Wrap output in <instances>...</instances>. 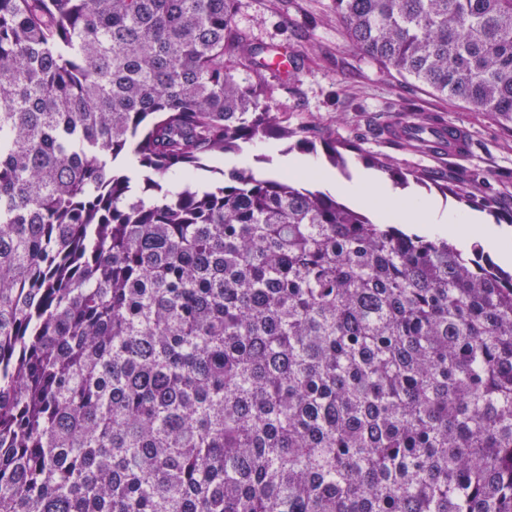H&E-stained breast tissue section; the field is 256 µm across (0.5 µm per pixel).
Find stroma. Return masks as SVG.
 I'll list each match as a JSON object with an SVG mask.
<instances>
[{
	"label": "stroma",
	"mask_w": 512,
	"mask_h": 512,
	"mask_svg": "<svg viewBox=\"0 0 512 512\" xmlns=\"http://www.w3.org/2000/svg\"><path fill=\"white\" fill-rule=\"evenodd\" d=\"M329 5L330 0H239L237 25L261 46L285 45L291 52L293 79L272 71L261 76L274 104L287 113L289 127L318 118L324 131L354 145L347 155L350 168L360 167L365 153L392 158L437 180L430 188H399L400 197L424 194L478 212L490 224L512 223V118L470 111L419 82L384 75L378 64L354 52ZM399 112H421L467 127L469 155L440 162L386 142L382 131ZM444 181L452 183L451 191L439 190ZM489 198L495 207H486Z\"/></svg>",
	"instance_id": "1"
}]
</instances>
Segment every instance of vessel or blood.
Returning a JSON list of instances; mask_svg holds the SVG:
<instances>
[{"instance_id": "1", "label": "vessel or blood", "mask_w": 512, "mask_h": 512, "mask_svg": "<svg viewBox=\"0 0 512 512\" xmlns=\"http://www.w3.org/2000/svg\"><path fill=\"white\" fill-rule=\"evenodd\" d=\"M389 137L393 141L424 150L437 159L464 156L471 143L470 132L465 127L441 119L421 125L405 114L394 118Z\"/></svg>"}]
</instances>
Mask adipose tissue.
<instances>
[{
	"label": "adipose tissue",
	"instance_id": "1",
	"mask_svg": "<svg viewBox=\"0 0 512 512\" xmlns=\"http://www.w3.org/2000/svg\"><path fill=\"white\" fill-rule=\"evenodd\" d=\"M284 165L289 172L296 174L319 173L323 182L351 205L368 204L374 197L383 200L385 206L377 212L379 219H390L396 213L401 223L423 225L425 232L433 237L461 243L472 237L478 238L502 264L512 265V233L484 223L479 213L453 206L445 207L437 200L421 195L411 197L407 203H400L392 185L366 169L356 170L347 179L338 176L333 170L323 168L316 158L308 155L288 156Z\"/></svg>",
	"mask_w": 512,
	"mask_h": 512
}]
</instances>
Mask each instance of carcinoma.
Masks as SVG:
<instances>
[{
    "label": "carcinoma",
    "mask_w": 512,
    "mask_h": 512,
    "mask_svg": "<svg viewBox=\"0 0 512 512\" xmlns=\"http://www.w3.org/2000/svg\"><path fill=\"white\" fill-rule=\"evenodd\" d=\"M239 0H0V512H512V271L245 165ZM512 115V0H332ZM179 173L188 185L162 179Z\"/></svg>",
    "instance_id": "obj_1"
}]
</instances>
